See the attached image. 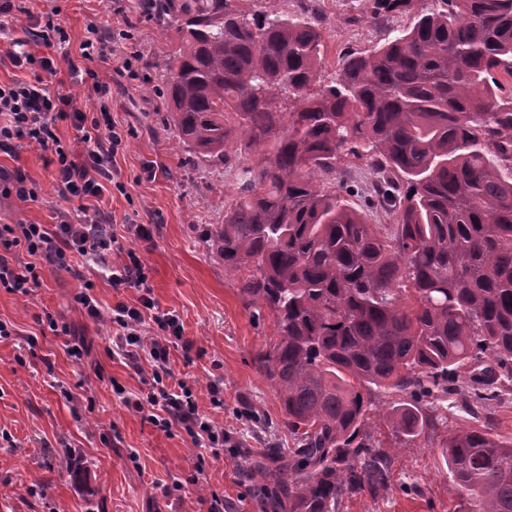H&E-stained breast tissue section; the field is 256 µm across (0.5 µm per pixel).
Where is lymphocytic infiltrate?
Masks as SVG:
<instances>
[{
  "instance_id": "obj_1",
  "label": "lymphocytic infiltrate",
  "mask_w": 512,
  "mask_h": 512,
  "mask_svg": "<svg viewBox=\"0 0 512 512\" xmlns=\"http://www.w3.org/2000/svg\"><path fill=\"white\" fill-rule=\"evenodd\" d=\"M13 6L0 0V54L20 70L33 71L32 79L0 83V154H13L17 140L24 139L41 151L51 153L55 170L53 179L60 193L80 201L77 220L62 217L59 223L4 224L0 226V287L15 293H27L38 287L43 264L68 267L71 258H104L111 251L122 250L112 233L110 221L100 208H88V200L101 199L108 183L114 182L113 161L124 146L122 135L108 122L110 111L108 87L93 70L71 65L72 74L80 75L89 96L98 100L94 111H87L77 97L51 86L58 73L52 47L62 44L65 33L53 14H43L34 35L45 47L38 55L21 48L12 25L5 22ZM71 122L82 151L65 146L55 133L58 122ZM27 261H20V253ZM125 257L110 273L113 287L140 289L137 305L123 302L112 309V324L121 331L122 350L135 371L150 368V386L146 396L125 398L128 409L148 414L150 421L163 431L181 424L194 441L211 448L229 442L222 426L216 424L211 409L224 406V392L218 385L208 388L210 411L201 410L197 392L181 379H173L169 367V347L183 341V327L173 312H162L149 294L146 266L135 250H124ZM154 322L158 335L146 332L147 322Z\"/></svg>"
}]
</instances>
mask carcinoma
Masks as SVG:
<instances>
[{
    "label": "carcinoma",
    "instance_id": "cac0c4a2",
    "mask_svg": "<svg viewBox=\"0 0 512 512\" xmlns=\"http://www.w3.org/2000/svg\"><path fill=\"white\" fill-rule=\"evenodd\" d=\"M140 0L176 30L163 94L177 147L237 165L224 223L207 230L248 305L274 315L258 361L290 444L248 460L273 512H339L392 490L399 443L450 401L486 420L512 391V0H427L406 29L342 59L321 84L318 19L277 0ZM410 0H370L375 18ZM353 157L374 175L371 224L336 178ZM383 391L401 402L376 409ZM454 512H512V441L448 435Z\"/></svg>",
    "mask_w": 512,
    "mask_h": 512
}]
</instances>
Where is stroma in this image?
<instances>
[{
  "instance_id": "stroma-1",
  "label": "stroma",
  "mask_w": 512,
  "mask_h": 512,
  "mask_svg": "<svg viewBox=\"0 0 512 512\" xmlns=\"http://www.w3.org/2000/svg\"><path fill=\"white\" fill-rule=\"evenodd\" d=\"M57 0L68 40L57 51V78L85 109L95 102L71 78L69 60L97 72L112 93L110 116L127 140L116 157L121 188H110L99 207L119 242L136 249L148 271L151 296L161 311L178 315L190 352L170 351L177 379L211 383L224 391L217 418L233 441L220 453L197 446L181 427L163 432L128 410L121 394L148 388L120 355L109 318L116 302H136L134 288H115L80 260L70 269L44 266L41 284L28 294L0 288V321L12 334L0 338V512H211L214 498L224 512H268L257 480L244 473L245 457L287 446L283 411L257 354L276 339L271 313L248 308L238 279L208 247L205 233L224 221V204L234 198L238 168L194 167L173 144L161 88L165 56L178 44L175 30L141 16L137 0ZM360 0H280L283 10L317 13L323 32L324 76L349 52L366 53L383 44L389 29L413 23L422 0L406 12L358 21ZM128 30L137 50L140 79L112 69L110 57L83 59L87 27ZM0 165L19 168L38 186V199L0 202L2 224H53L73 216L79 203L59 194L39 148L20 140ZM135 224L154 225L152 241L138 240ZM102 317L92 320L75 301L86 279ZM82 343V359L70 357L66 342ZM436 426L419 443L394 447L387 429L377 434L394 459L393 491L345 500L340 512H450L455 495L441 446L450 432L480 427L484 416L446 403L433 413ZM414 486L404 494L403 486Z\"/></svg>"
}]
</instances>
